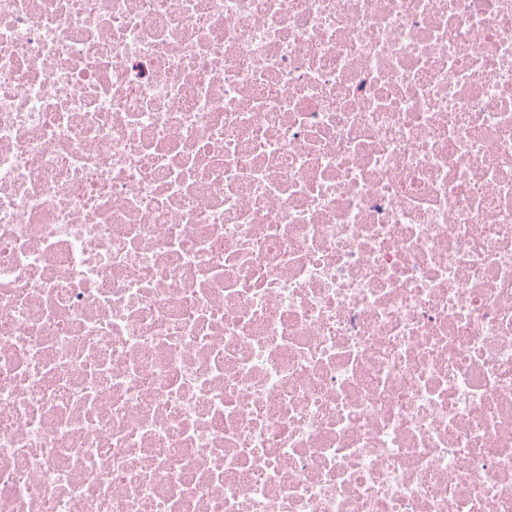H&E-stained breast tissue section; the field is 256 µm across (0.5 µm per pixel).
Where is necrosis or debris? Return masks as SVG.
I'll return each mask as SVG.
<instances>
[{
	"instance_id": "obj_1",
	"label": "necrosis or debris",
	"mask_w": 512,
	"mask_h": 512,
	"mask_svg": "<svg viewBox=\"0 0 512 512\" xmlns=\"http://www.w3.org/2000/svg\"><path fill=\"white\" fill-rule=\"evenodd\" d=\"M0 512H512V0H0Z\"/></svg>"
}]
</instances>
